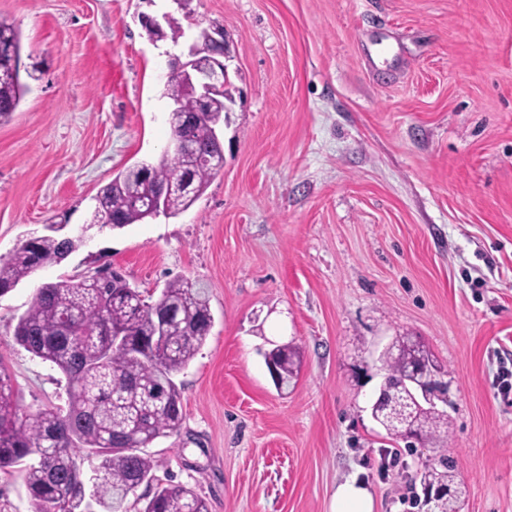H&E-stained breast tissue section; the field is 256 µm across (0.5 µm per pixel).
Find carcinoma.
<instances>
[{"instance_id": "carcinoma-1", "label": "carcinoma", "mask_w": 512, "mask_h": 512, "mask_svg": "<svg viewBox=\"0 0 512 512\" xmlns=\"http://www.w3.org/2000/svg\"><path fill=\"white\" fill-rule=\"evenodd\" d=\"M21 54V37L0 20V45ZM213 58L210 33L202 29L190 70L171 71L164 95L176 106L169 113L170 136L183 139L189 152L157 164L140 162L100 187L94 221L122 230L159 216L188 211L224 168L218 130L226 120L229 89L213 95L208 110L188 124L196 110L189 74L208 71ZM26 92L20 73L0 64V121L17 110ZM21 244L0 258V296L47 264H58L76 251L81 238L62 235L63 227ZM204 287L184 278L165 284L160 297L147 301L126 276L101 278L93 272L37 288L14 330L17 344L51 364L66 380L67 407L50 406L24 414L11 377L0 364V470L25 465V482L34 512H127L138 481H154V461L145 452L154 440L180 430L183 397L173 376L188 367L213 326ZM281 390L297 380L300 353L290 344L265 352ZM438 364L418 336L399 335L391 342L388 371L397 386L416 366ZM406 424L438 459L424 466L421 486L447 489L438 512H459L462 483L455 464L438 444L448 439V416L410 410ZM98 460L92 469L93 491L78 480L77 454ZM141 512H208L193 489L172 482L156 484Z\"/></svg>"}]
</instances>
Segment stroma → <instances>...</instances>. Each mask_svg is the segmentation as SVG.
Listing matches in <instances>:
<instances>
[{"label": "stroma", "mask_w": 512, "mask_h": 512, "mask_svg": "<svg viewBox=\"0 0 512 512\" xmlns=\"http://www.w3.org/2000/svg\"><path fill=\"white\" fill-rule=\"evenodd\" d=\"M170 0H0L27 91L0 124V257L45 225L82 245L0 297V364L24 413L65 378L14 329L41 284L109 264L145 295L206 285L213 327L175 381L179 433L148 449L159 482L209 512H331L364 481L374 512H417L429 456L365 406L371 362L419 336L450 383L461 512H512V0H190L186 32L222 30L233 103L224 168L195 205L114 230L95 195L170 141L171 55L142 15ZM296 346L288 394L263 354Z\"/></svg>", "instance_id": "35a3bbf8"}]
</instances>
